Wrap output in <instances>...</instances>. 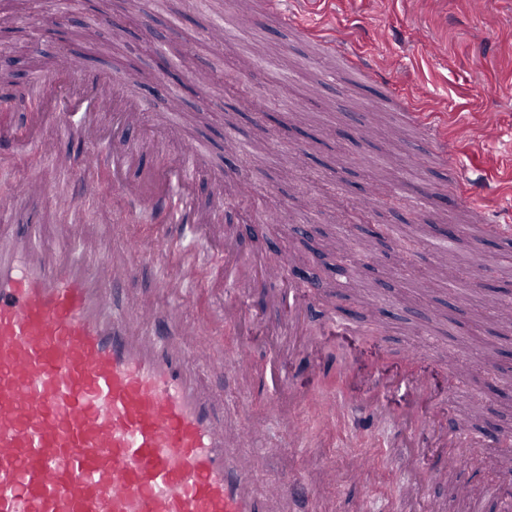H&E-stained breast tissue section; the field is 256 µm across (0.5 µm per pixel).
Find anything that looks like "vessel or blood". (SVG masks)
Here are the masks:
<instances>
[{
    "label": "vessel or blood",
    "mask_w": 512,
    "mask_h": 512,
    "mask_svg": "<svg viewBox=\"0 0 512 512\" xmlns=\"http://www.w3.org/2000/svg\"><path fill=\"white\" fill-rule=\"evenodd\" d=\"M286 2L267 0V19L316 33ZM319 45L357 82L382 80V70L357 49L326 37ZM67 76L73 80L68 87L58 74L36 79L33 89L48 109L29 115L27 139L18 138L12 122L0 121V167L43 150L40 131L57 120L90 147L85 167L73 174L82 191L96 195L105 168L113 189L131 201L122 235L127 254L95 259L81 234L71 231L47 242L36 200L52 197L64 212L78 203L55 195L39 177H29L16 195L0 197V512H280L295 482L284 478L265 493L254 491V462L244 449L257 433L247 420L228 429L223 399L202 383L204 324L185 318L176 305L161 309L121 297L137 274V256L163 267L174 295L196 286L195 260L169 246L190 229L213 238L224 252L221 319H246L238 295L251 287L253 267L238 260L230 240L217 236L212 214L195 208L190 194L208 147L199 141L174 160L151 162L156 143L137 131L141 100L120 90L105 94V78H81L75 67ZM405 105L406 119L447 154L442 126L423 120L413 99ZM471 209L489 235L512 238V219L493 218L488 196L473 201ZM144 210L165 225L163 237L146 242L136 234ZM302 288L288 283V321L278 333L290 344L270 365L279 390L268 407L293 436L306 411L324 424L335 421L345 396L315 380L329 365L328 337L356 333L350 322L331 316L327 338L305 336ZM301 349L321 357L302 381L292 366ZM223 362L234 375L249 378V344L237 345ZM368 380L359 401L380 412L387 409L390 390L412 394L399 417L408 444H415L422 428L444 419L443 446L469 447L466 426L449 419V406L431 398L425 380L380 371Z\"/></svg>",
    "instance_id": "b4317fda"
}]
</instances>
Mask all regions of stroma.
I'll list each match as a JSON object with an SVG mask.
<instances>
[{
  "instance_id": "stroma-1",
  "label": "stroma",
  "mask_w": 512,
  "mask_h": 512,
  "mask_svg": "<svg viewBox=\"0 0 512 512\" xmlns=\"http://www.w3.org/2000/svg\"><path fill=\"white\" fill-rule=\"evenodd\" d=\"M302 8L319 28L379 64L386 86L352 81L321 58L303 31L265 22L251 35L239 34L236 0H213L207 12L192 0H29L16 31L0 39V54L15 59L20 86L42 60L72 61L88 77L111 75L113 84L139 88L144 125L170 145L207 141L194 202L223 218L211 192L212 180L223 178L233 216L224 229L242 258L295 255L318 279L305 292L310 326L330 310L347 317L365 334L348 344L361 367L432 375L434 397L456 392V414L475 436L456 466L442 451L425 454L416 469L424 480L408 508L401 483L412 472L391 420L376 419L353 443L349 431L363 411L349 408L335 435L309 423L312 447H289L286 429L262 405L271 391L276 327L287 309L288 284L276 278L245 297L258 318L249 332L231 324L213 331L203 375L208 388L224 395L228 426L246 418L264 431L253 452L256 486L287 476L308 482L309 493L291 499L288 512H314L319 503L332 512H359L367 491L383 512H429L437 502L445 512H512V497H503L496 481L497 440L512 436V381L494 379L485 359L496 350L497 364L512 369V339L498 338L495 312L496 304L512 302V241L485 235L465 205L449 202L453 165L442 164L417 129L400 122L393 102L394 95L409 96L437 114L456 148L454 165L479 166L491 185L512 187V0L478 7L473 0H304ZM62 17L74 29L96 24L99 40L51 42L48 32ZM218 17L236 33L221 44L212 35ZM196 74L205 75L204 88L193 83ZM61 149L70 155L68 169L42 153L23 155L11 172H0V194L37 174L78 195L68 171L80 166L84 151L66 143ZM410 179L433 186L427 205L416 209L405 200L389 208ZM79 205L91 226L92 255H111L113 214L88 196ZM258 215L267 219L259 233L252 224ZM382 224L393 226V234L371 240ZM410 240L415 247L408 252ZM197 258L202 284L183 303L203 321L219 305L209 283L224 257L202 246ZM244 340L256 367L248 396L222 364L223 352ZM412 347L421 358L403 361ZM453 356L461 366L452 382L437 360ZM354 455L369 460L370 487L351 480Z\"/></svg>"
}]
</instances>
